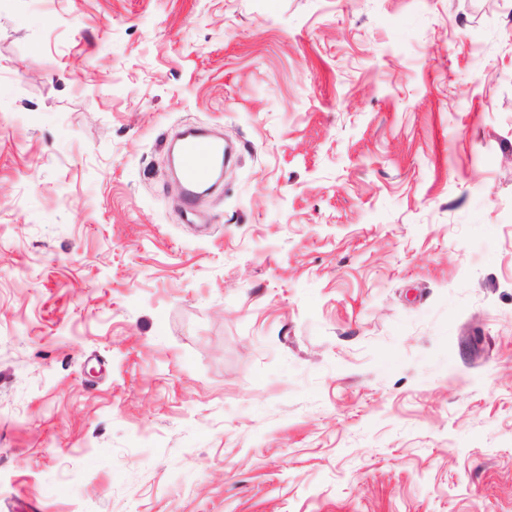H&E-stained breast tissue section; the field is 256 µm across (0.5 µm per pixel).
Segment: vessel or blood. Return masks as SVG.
<instances>
[{
	"label": "vessel or blood",
	"mask_w": 512,
	"mask_h": 512,
	"mask_svg": "<svg viewBox=\"0 0 512 512\" xmlns=\"http://www.w3.org/2000/svg\"><path fill=\"white\" fill-rule=\"evenodd\" d=\"M227 157L223 137L206 128L188 127L175 134L171 161L186 209H193L201 195L219 186Z\"/></svg>",
	"instance_id": "1"
}]
</instances>
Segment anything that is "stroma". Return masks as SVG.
Returning a JSON list of instances; mask_svg holds the SVG:
<instances>
[{
    "instance_id": "obj_1",
    "label": "stroma",
    "mask_w": 512,
    "mask_h": 512,
    "mask_svg": "<svg viewBox=\"0 0 512 512\" xmlns=\"http://www.w3.org/2000/svg\"><path fill=\"white\" fill-rule=\"evenodd\" d=\"M0 512H512V0H0ZM227 157L223 137L206 128L188 127L175 134L171 161L186 213L191 212L201 195L219 186Z\"/></svg>"
}]
</instances>
